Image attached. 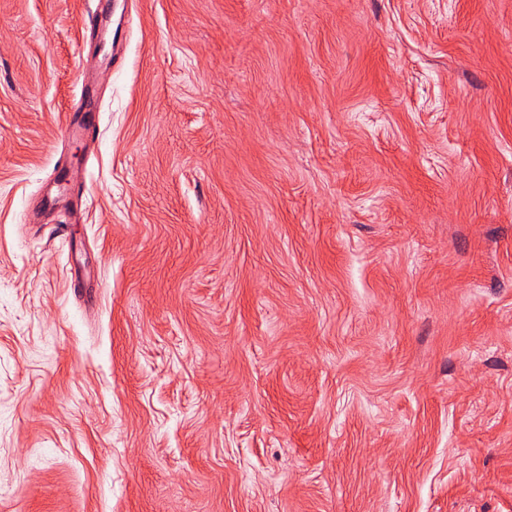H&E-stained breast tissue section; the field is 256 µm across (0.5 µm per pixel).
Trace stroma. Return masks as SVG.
Returning a JSON list of instances; mask_svg holds the SVG:
<instances>
[{"instance_id": "35a3bbf8", "label": "stroma", "mask_w": 512, "mask_h": 512, "mask_svg": "<svg viewBox=\"0 0 512 512\" xmlns=\"http://www.w3.org/2000/svg\"><path fill=\"white\" fill-rule=\"evenodd\" d=\"M96 6L0 0V512H512V0Z\"/></svg>"}]
</instances>
